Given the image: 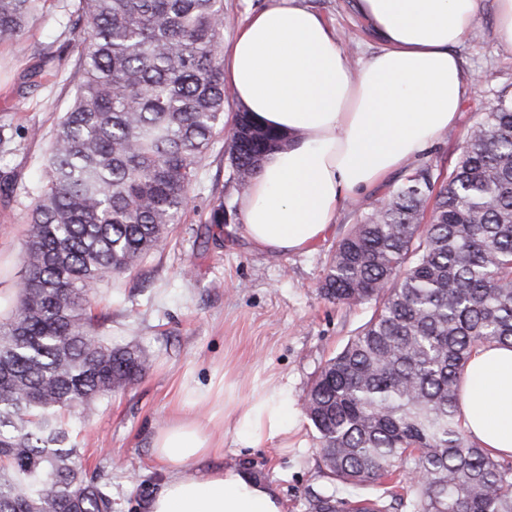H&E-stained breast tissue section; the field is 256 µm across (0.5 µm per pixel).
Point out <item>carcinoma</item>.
Masks as SVG:
<instances>
[{"label":"carcinoma","mask_w":512,"mask_h":512,"mask_svg":"<svg viewBox=\"0 0 512 512\" xmlns=\"http://www.w3.org/2000/svg\"><path fill=\"white\" fill-rule=\"evenodd\" d=\"M46 2L0 0V41L19 42ZM76 2L71 99L0 322V512H112L101 474L75 469L66 414L94 413L152 359L112 346L92 301L166 245L217 136L242 191L281 142L245 111L225 128L224 0ZM405 171L331 249L321 292L373 313L304 401L336 482L309 512H512V460L471 440L458 406L473 352L512 346V95L470 129L448 178ZM370 483L380 495H339Z\"/></svg>","instance_id":"carcinoma-1"}]
</instances>
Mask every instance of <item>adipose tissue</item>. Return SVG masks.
Returning <instances> with one entry per match:
<instances>
[{"label":"adipose tissue","mask_w":512,"mask_h":512,"mask_svg":"<svg viewBox=\"0 0 512 512\" xmlns=\"http://www.w3.org/2000/svg\"><path fill=\"white\" fill-rule=\"evenodd\" d=\"M479 3L356 0L380 47L355 71L335 28L299 0H274L245 19L225 52V79L247 112L286 137L240 203L242 230L255 247L288 254L315 246L332 232L339 208L403 170L454 124L474 87L455 48L475 26ZM203 401L213 408L204 421L193 413ZM183 402L152 439L170 475L149 512H284L271 487L242 469L192 479L180 470L222 453L216 430L229 407L242 447L287 437V390L257 392L241 407L209 388ZM460 409L468 435L512 456V347L474 351Z\"/></svg>","instance_id":"obj_1"}]
</instances>
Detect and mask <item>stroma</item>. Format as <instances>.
Wrapping results in <instances>:
<instances>
[{
  "mask_svg": "<svg viewBox=\"0 0 512 512\" xmlns=\"http://www.w3.org/2000/svg\"><path fill=\"white\" fill-rule=\"evenodd\" d=\"M333 25L351 64L378 48L354 9V0H301ZM69 16L48 0L22 42L0 43V312L15 303L21 249L31 203L40 187L47 141L69 102L67 77L77 59ZM50 48L55 78L33 83L36 54ZM466 75L478 78L454 125L422 154L419 166L448 174L471 126L500 93L512 95V46L496 34L494 0H481L475 35L460 43ZM38 137H31V130ZM394 180L377 185L343 206L335 229L312 250L288 255L260 251L241 230L232 169L223 143L205 160L191 203L172 225L167 245L102 287L94 298L108 316L105 334L113 343L146 347L153 364L124 393L104 400L91 415L73 414L69 429L89 469L111 483L112 512H147L167 467L152 451L157 427L174 415L190 387L232 386L245 404L257 385L287 387L290 432L260 448L241 447L234 417L224 420V453L193 464L187 476L235 466L272 487L285 512H308L312 494L330 489L317 467L313 426L302 412L309 385L321 366L370 317L366 306L334 303L320 292L329 250L353 224L384 201ZM223 200V237L206 224Z\"/></svg>",
  "mask_w": 512,
  "mask_h": 512,
  "instance_id": "obj_1",
  "label": "stroma"
}]
</instances>
